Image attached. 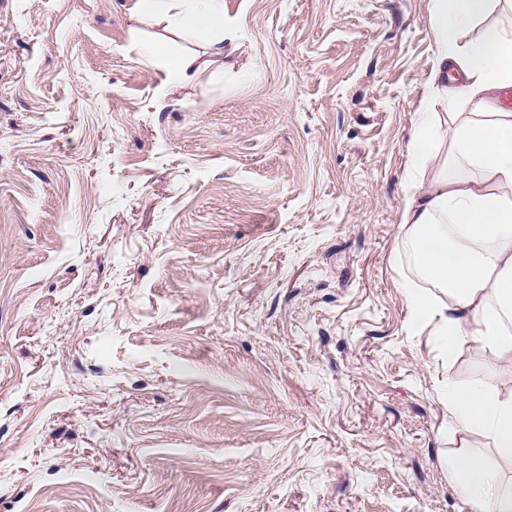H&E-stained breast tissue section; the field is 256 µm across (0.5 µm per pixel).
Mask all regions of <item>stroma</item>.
<instances>
[{"mask_svg":"<svg viewBox=\"0 0 512 512\" xmlns=\"http://www.w3.org/2000/svg\"><path fill=\"white\" fill-rule=\"evenodd\" d=\"M135 0H0V512H472L400 231L428 0H224L172 86Z\"/></svg>","mask_w":512,"mask_h":512,"instance_id":"1","label":"stroma"}]
</instances>
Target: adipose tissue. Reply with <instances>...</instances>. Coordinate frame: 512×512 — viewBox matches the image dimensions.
I'll list each match as a JSON object with an SVG mask.
<instances>
[{
    "instance_id": "adipose-tissue-1",
    "label": "adipose tissue",
    "mask_w": 512,
    "mask_h": 512,
    "mask_svg": "<svg viewBox=\"0 0 512 512\" xmlns=\"http://www.w3.org/2000/svg\"><path fill=\"white\" fill-rule=\"evenodd\" d=\"M168 33L145 52L164 57L173 83L194 80L201 55L224 56V0H138ZM436 59L430 78L436 111H424L413 135L416 166L429 178L412 181L400 229L419 276L440 298L407 285L415 320H437L448 355L478 340L512 366V30L492 23L512 14V0H429ZM190 32L202 53L181 50L175 35ZM448 412L459 431L486 439L489 453L448 460L459 494L473 512H512V395L449 386Z\"/></svg>"
}]
</instances>
